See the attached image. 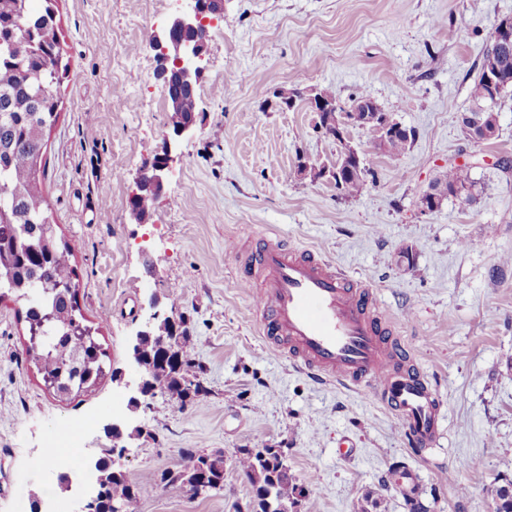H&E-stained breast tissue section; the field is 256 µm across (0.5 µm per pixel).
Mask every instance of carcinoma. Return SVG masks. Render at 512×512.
Masks as SVG:
<instances>
[{
	"label": "carcinoma",
	"instance_id": "carcinoma-1",
	"mask_svg": "<svg viewBox=\"0 0 512 512\" xmlns=\"http://www.w3.org/2000/svg\"><path fill=\"white\" fill-rule=\"evenodd\" d=\"M36 28H56L54 0H0V37L13 39V47L0 51V179H6L11 204L0 216V296L10 293L26 303V355L41 375L44 385L60 398L77 397L91 389L104 374L105 350L99 339V328L88 324L77 300L78 288L71 265L72 250L58 237L55 225L47 215V203L41 188L45 176V133L59 118L60 98L54 86L67 72L49 74L50 95L34 100L25 73L39 69L45 57L62 55L60 42L43 40L35 45L19 37H11V19ZM501 74L500 91L512 89V40L490 46L483 57L478 77L470 89L471 112H482L487 123H497L494 106L490 105V88L486 70ZM407 136L387 139L382 152L390 156L402 154L413 140ZM438 182L455 193L474 200V182L464 167H448ZM365 180L354 174L342 177L336 190L344 197L359 195ZM145 367L161 370L163 382L157 391L170 395L180 404L206 392L197 377L201 367L190 356V340L186 334L173 332V325L161 322L154 336L143 344ZM238 464L253 492L254 512H289L303 492L289 472L282 454L275 448H244ZM208 469L218 482L224 481V455L186 453L176 470L162 473L166 487L183 489L197 480L202 469ZM119 487L127 502L143 494V488L130 474L108 470L104 497L100 508L110 507L112 488ZM495 512H512V482L495 489Z\"/></svg>",
	"mask_w": 512,
	"mask_h": 512
}]
</instances>
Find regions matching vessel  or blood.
I'll return each mask as SVG.
<instances>
[{"label": "vessel or blood", "instance_id": "1", "mask_svg": "<svg viewBox=\"0 0 512 512\" xmlns=\"http://www.w3.org/2000/svg\"><path fill=\"white\" fill-rule=\"evenodd\" d=\"M248 265L260 282L256 310L269 353L317 383L370 389L413 446L433 443L441 421L436 387L397 364L367 285L314 250L290 251L266 238L255 242Z\"/></svg>", "mask_w": 512, "mask_h": 512}]
</instances>
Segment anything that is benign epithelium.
I'll use <instances>...</instances> for the list:
<instances>
[{"label":"benign epithelium","mask_w":512,"mask_h":512,"mask_svg":"<svg viewBox=\"0 0 512 512\" xmlns=\"http://www.w3.org/2000/svg\"><path fill=\"white\" fill-rule=\"evenodd\" d=\"M178 7L170 16L166 24L152 32L150 46L155 52L160 74L164 80L167 100L170 104L172 115L170 119L171 132L165 134L162 139L160 153L151 161L145 163L139 170V192L130 200V211H135L133 205L143 196V192L149 191L157 197L163 190L164 180L172 164L179 160L177 154L178 140L192 133L194 117L188 116L178 109V101L185 93L195 94L197 86L206 70V43L209 36V28L215 22L224 18V0H177ZM311 104L320 106V129L332 136L340 145V156L336 164L324 165L316 170L308 163L301 165V170L310 169L314 173L326 176L331 180L340 178L341 173L351 167H357V172L364 173L361 166L358 151L347 140V130L352 126L361 127L372 137L373 144L380 142L379 136H394L402 131V124L391 118L386 112H362V103H356L350 108H345L338 103L326 100L323 93L315 92L310 97ZM468 123L466 130L469 132V140L484 141L491 137L492 130L484 125L480 114H468L465 116ZM150 314L143 327L135 334L132 343L131 358L137 375L133 380H124L125 373L118 375V381L125 382V388L130 392L129 404L135 405L139 397L146 395L151 387L160 384L161 377L147 371L140 358L142 342L152 336L159 320V300L152 295L148 298ZM112 434V458L98 459L94 463V469L100 470L104 465L112 466L119 470L121 465L117 457L121 456L120 442L124 438V429L114 423L110 427Z\"/></svg>","instance_id":"1"}]
</instances>
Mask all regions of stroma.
I'll return each instance as SVG.
<instances>
[{
  "label": "stroma",
  "instance_id": "35a3bbf8",
  "mask_svg": "<svg viewBox=\"0 0 512 512\" xmlns=\"http://www.w3.org/2000/svg\"><path fill=\"white\" fill-rule=\"evenodd\" d=\"M167 0H57L69 71L46 146L43 192L70 243L85 317L101 329L107 376L73 400L45 390L25 354L26 324L0 300V512H76L88 490L61 491L47 447L70 421L92 417L86 464L129 436L121 462L145 493L132 512H252L237 463L243 448H276L306 490L299 512H356L372 495L384 512H494L512 481V89L499 132L473 142L460 116L512 0H224L210 32L193 134L143 224L130 214L141 166L159 152L171 111L149 36ZM369 95L415 137L388 156L369 135L348 138L371 176L338 197L298 170L334 161L335 140L307 104L267 107L274 90ZM465 164L477 200L419 199L449 164ZM270 237L321 253L373 290L398 347L442 402L431 449H409L399 418L371 392L317 384L265 349L232 241ZM191 340L204 395L124 403L113 371L130 372V343L148 295ZM122 399L113 410L114 399ZM351 440L350 456L337 453ZM189 451L224 454V487L198 497L169 490L162 471Z\"/></svg>",
  "mask_w": 512,
  "mask_h": 512
}]
</instances>
